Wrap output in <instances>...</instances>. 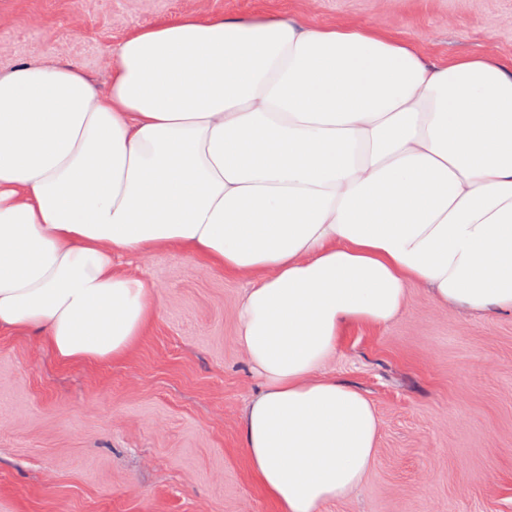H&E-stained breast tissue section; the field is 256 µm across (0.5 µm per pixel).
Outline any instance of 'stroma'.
Instances as JSON below:
<instances>
[{
  "label": "stroma",
  "mask_w": 512,
  "mask_h": 512,
  "mask_svg": "<svg viewBox=\"0 0 512 512\" xmlns=\"http://www.w3.org/2000/svg\"><path fill=\"white\" fill-rule=\"evenodd\" d=\"M275 6L374 24L435 56L512 58V0H0V70L70 62L106 89L132 30ZM161 286L119 360L66 363L0 331V512H276L239 446L260 389L236 340L240 280L178 251L132 259ZM328 369L381 421L362 486L321 512H512V315L462 314L409 290L384 327L343 336Z\"/></svg>",
  "instance_id": "1"
}]
</instances>
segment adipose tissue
<instances>
[{
	"mask_svg": "<svg viewBox=\"0 0 512 512\" xmlns=\"http://www.w3.org/2000/svg\"><path fill=\"white\" fill-rule=\"evenodd\" d=\"M247 281L262 388L239 441L276 512L363 483L380 419L329 375L341 337L440 306L512 314V59L439 58L371 25L194 14L130 33L107 90L0 72V329L63 361L125 357L157 316L125 255Z\"/></svg>",
	"mask_w": 512,
	"mask_h": 512,
	"instance_id": "1",
	"label": "adipose tissue"
}]
</instances>
